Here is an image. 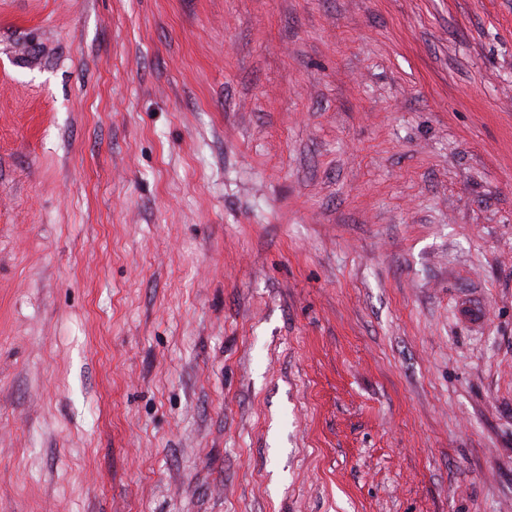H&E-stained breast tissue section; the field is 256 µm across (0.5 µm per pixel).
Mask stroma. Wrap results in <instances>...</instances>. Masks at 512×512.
Wrapping results in <instances>:
<instances>
[{"mask_svg":"<svg viewBox=\"0 0 512 512\" xmlns=\"http://www.w3.org/2000/svg\"><path fill=\"white\" fill-rule=\"evenodd\" d=\"M0 512H512V0H0Z\"/></svg>","mask_w":512,"mask_h":512,"instance_id":"35a3bbf8","label":"stroma"}]
</instances>
